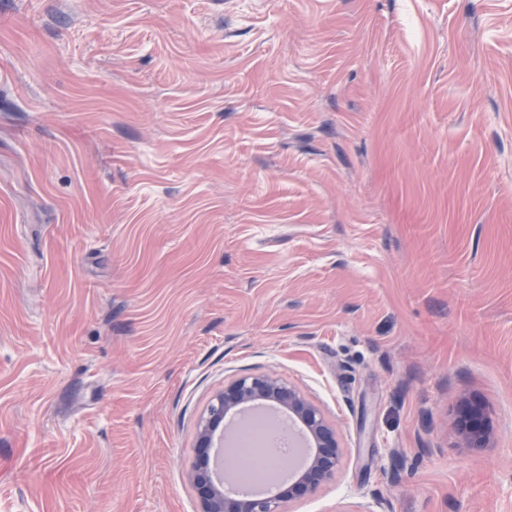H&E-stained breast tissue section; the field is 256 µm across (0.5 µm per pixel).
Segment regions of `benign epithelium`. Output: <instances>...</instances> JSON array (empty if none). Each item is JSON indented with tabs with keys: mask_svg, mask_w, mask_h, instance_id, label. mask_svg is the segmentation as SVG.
Here are the masks:
<instances>
[{
	"mask_svg": "<svg viewBox=\"0 0 512 512\" xmlns=\"http://www.w3.org/2000/svg\"><path fill=\"white\" fill-rule=\"evenodd\" d=\"M257 400L277 402L288 415L300 419L316 443L317 453L305 464L297 478L282 483L275 493L256 497L239 493L216 483L211 466V438L220 427H230L249 404ZM460 444L464 448H485L491 431L485 409L479 404L462 408L456 422ZM335 428L322 411L296 387L270 374L243 375L224 387L212 399L201 418L196 442V460L187 478L198 503V512H283V505L314 493L336 474L340 463Z\"/></svg>",
	"mask_w": 512,
	"mask_h": 512,
	"instance_id": "1",
	"label": "benign epithelium"
}]
</instances>
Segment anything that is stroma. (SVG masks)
<instances>
[{
    "label": "stroma",
    "mask_w": 512,
    "mask_h": 512,
    "mask_svg": "<svg viewBox=\"0 0 512 512\" xmlns=\"http://www.w3.org/2000/svg\"><path fill=\"white\" fill-rule=\"evenodd\" d=\"M268 373L284 512H512V0H0V512H196ZM257 400L275 401L288 412L289 417L300 419L318 448L317 453L302 465L297 478L280 484L274 494L261 497L217 484L211 466L214 431L223 426L227 417L229 421L225 428L232 426L240 412ZM341 454L335 428L296 387L270 374L243 375L213 397L207 413L201 418L196 460L187 478L196 494L198 512H282L286 502L314 493L333 478ZM460 444L464 448H485L491 431L485 409L479 404L465 405L456 422Z\"/></svg>",
    "instance_id": "obj_1"
}]
</instances>
